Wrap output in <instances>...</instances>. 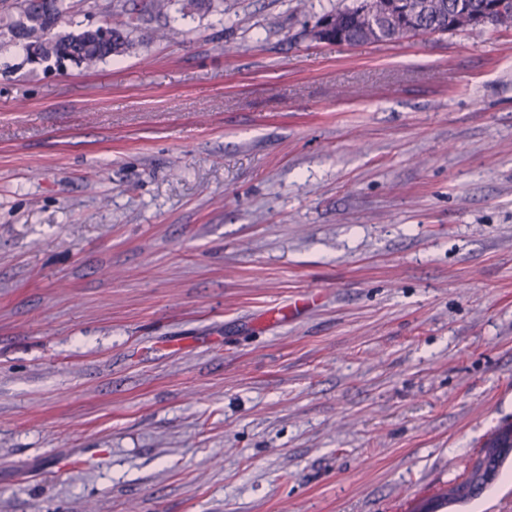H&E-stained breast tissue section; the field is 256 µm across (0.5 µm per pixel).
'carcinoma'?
<instances>
[{
    "mask_svg": "<svg viewBox=\"0 0 512 512\" xmlns=\"http://www.w3.org/2000/svg\"><path fill=\"white\" fill-rule=\"evenodd\" d=\"M471 12H484L493 0H406L408 12L405 20L390 23L380 33L370 28L358 27L354 30V43L392 42L400 39L402 22H407L423 31H447L448 17L457 5ZM12 8L17 11V19H4L11 36L23 43L28 60L32 62H59L60 51H66L78 58V64L87 68L114 56L122 55L135 45L130 29H112V41L102 42L90 29L44 36L51 25L68 16L70 5L67 0H12ZM506 426L499 427L485 441L477 458L471 463L463 479L452 484L442 500L435 505L439 509L452 502H466L480 495L491 483L501 476L503 461L512 454V442L505 434Z\"/></svg>",
    "mask_w": 512,
    "mask_h": 512,
    "instance_id": "1",
    "label": "carcinoma"
}]
</instances>
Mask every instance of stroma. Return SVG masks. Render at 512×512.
<instances>
[{
	"instance_id": "obj_1",
	"label": "stroma",
	"mask_w": 512,
	"mask_h": 512,
	"mask_svg": "<svg viewBox=\"0 0 512 512\" xmlns=\"http://www.w3.org/2000/svg\"><path fill=\"white\" fill-rule=\"evenodd\" d=\"M88 69L0 29V512H416L512 423V27L224 0ZM402 23L400 18L390 23L386 28L377 35L372 29L358 27L354 30V44L361 42H392L400 39Z\"/></svg>"
}]
</instances>
